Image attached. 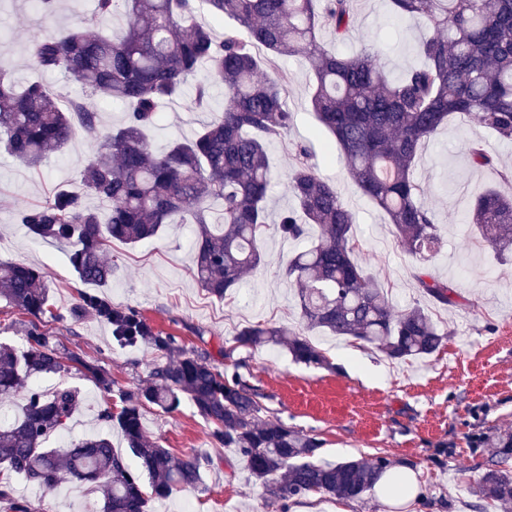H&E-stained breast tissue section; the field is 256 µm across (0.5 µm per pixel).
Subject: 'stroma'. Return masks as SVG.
I'll return each mask as SVG.
<instances>
[{
	"instance_id": "1",
	"label": "stroma",
	"mask_w": 512,
	"mask_h": 512,
	"mask_svg": "<svg viewBox=\"0 0 512 512\" xmlns=\"http://www.w3.org/2000/svg\"><path fill=\"white\" fill-rule=\"evenodd\" d=\"M355 21L341 42L321 32L324 43L348 54L361 45L384 51L391 78L402 77L418 63L422 29L412 18L395 19L390 0H355ZM94 0H60L55 14L43 19L32 0H0V72L17 85L38 80L61 101L79 97V86L58 72L42 73L27 64L29 45L45 29L59 32L89 20ZM289 78L287 101L294 114L288 131L269 148L274 181L269 192V229L260 267L244 275L224 299L199 287L191 253L193 227L171 224L155 238L109 248L106 257L115 272L99 286L101 296L117 307L138 310L151 326L176 336L185 349L208 356L220 368L238 370L269 414L322 440L324 460L352 457L388 458L393 466L419 471L426 496L417 512H498L481 501L471 487L483 475L497 437L512 435V262H499L466 222L471 206L486 189L512 193V182L497 173L512 171V143L498 141L483 126L450 120L423 146L414 170L425 200L442 226L444 245L427 268L432 276L451 282L462 297L456 308L431 307L433 321L449 331L447 343L423 359L391 360L376 349L353 344L315 329L305 331L294 289L282 275L298 240L278 231L280 215L293 205L287 175L297 144L310 146L319 173L335 182L356 217L358 253L369 271L388 288L395 310L422 303L416 288L419 261L398 242L386 215L362 196L340 160L328 159L329 141L320 132L310 106L313 77L296 57L277 59ZM225 102L223 88L211 91L206 107H197L193 92L166 105L150 140L162 151L174 138H190L210 121ZM486 142L496 170L471 165L464 145ZM99 141L77 136L64 151L50 156L40 173L24 168L0 152V261H24L48 268L51 297L60 321L43 317L40 325L55 341L84 360L109 370L117 388L131 390L148 380L168 354L141 345L114 344L112 328L94 313L69 317L81 282L71 269L67 250L34 240L20 223L24 208L44 200L55 187L75 188L84 166L99 150ZM271 324L291 332H307L325 353L326 368L295 362L281 347L235 348L234 338L247 325ZM52 386H71L81 402L67 422L68 441L104 431L100 414L118 404L87 373L72 369L45 376ZM146 435L176 457L209 456L202 470L204 491L187 489L149 503L150 512H181L193 499L197 512H284L281 501L250 476L234 449L210 438L211 426L190 401L167 414L151 406L142 418ZM29 512H98L100 499L89 485L80 497L69 494L70 480L44 493L21 477L2 473Z\"/></svg>"
}]
</instances>
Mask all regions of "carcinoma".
Here are the masks:
<instances>
[{
  "label": "carcinoma",
  "mask_w": 512,
  "mask_h": 512,
  "mask_svg": "<svg viewBox=\"0 0 512 512\" xmlns=\"http://www.w3.org/2000/svg\"><path fill=\"white\" fill-rule=\"evenodd\" d=\"M397 17L422 24L420 52L425 63L398 80L390 78L379 49L342 55L320 41L327 30L339 39L353 24V0H97L96 16L123 10L126 33L109 39L89 26L64 33L51 29L29 46L32 65L63 73L84 98L61 107L53 92L34 81L22 88L0 74V148L23 166L37 170L66 149L78 132L101 139L100 150L82 171L81 190L59 187L20 214L35 240L69 248V262L84 284H104L112 264L104 255L112 242L133 246L175 222L194 226L192 249L197 283L222 298L244 274L262 262L260 243L267 222L272 183L268 150L293 116L287 106L288 78L259 76L277 56L302 57L312 75L310 104L320 128L340 156L359 192L385 212L399 243L421 261L432 258L443 238L423 198L414 170L423 144L451 118L475 121L502 141H512V0H391ZM217 22L234 24L216 38L211 25L196 21L197 6ZM199 74L196 104L208 103L210 89L224 87V110L192 138L175 140L162 152L152 149L147 131L158 122L161 104L180 98ZM121 104L125 121L100 133L99 114L88 100ZM339 153H334L333 148ZM467 151L473 166H494L481 142ZM294 205L279 229L294 240L318 234L288 260L283 277L295 287L302 321L336 336L370 345L394 360L429 356L447 333L425 308L395 312L389 291L357 256L354 212L336 184L321 177L312 155L297 146L288 174ZM99 197L107 219L86 205ZM219 200L221 213L211 211ZM468 223L497 256L512 253V197L489 190L473 203ZM416 288L444 307L460 305L455 288L421 273ZM0 297L24 315L62 320L52 313L43 268L0 262ZM94 311L112 325L122 347L152 345L177 354L154 368L140 387L120 392L118 410L100 418L118 427L137 461L112 448L106 435L78 440L65 450L47 442L65 428L80 402L77 389L58 386L46 393L27 386L34 374H56L73 364L90 373L99 389L112 393V374L60 350L49 333L34 325L22 352L0 343V397L26 390L18 414L0 425V468L52 492L64 476L88 482L99 494L100 512H147L151 499L202 486L205 456L175 458L144 434L143 410L171 412L189 399L213 424L210 436L246 461L255 482L282 501L310 492L356 500L374 491L390 469L384 457L327 463L322 441L301 433L277 416L262 413L251 387L190 353L176 337L154 330L135 309L114 307L97 294L78 291L70 314ZM239 347L280 346L305 365L323 366L325 356L309 338L277 326L251 325L235 337ZM512 436L499 440L473 493L508 512L512 508ZM7 512H28L27 503L0 484Z\"/></svg>",
  "instance_id": "cac0c4a2"
}]
</instances>
